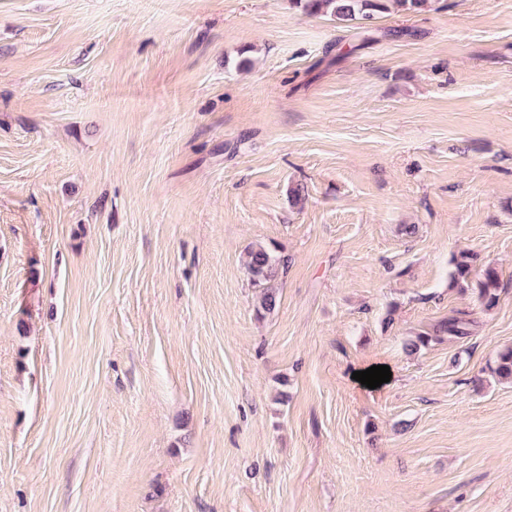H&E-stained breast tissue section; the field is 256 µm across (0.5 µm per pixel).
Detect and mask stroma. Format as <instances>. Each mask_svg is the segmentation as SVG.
I'll list each match as a JSON object with an SVG mask.
<instances>
[{
  "instance_id": "1",
  "label": "stroma",
  "mask_w": 512,
  "mask_h": 512,
  "mask_svg": "<svg viewBox=\"0 0 512 512\" xmlns=\"http://www.w3.org/2000/svg\"><path fill=\"white\" fill-rule=\"evenodd\" d=\"M508 347L512 0H0V512H512ZM304 14H326L342 22H354L360 28L368 29L366 25L374 19L377 13L390 10L417 13L422 10L427 0H293ZM363 25V26H362ZM245 266L254 288H258L257 315L271 314L279 299V280L287 261L263 245L251 248Z\"/></svg>"
}]
</instances>
